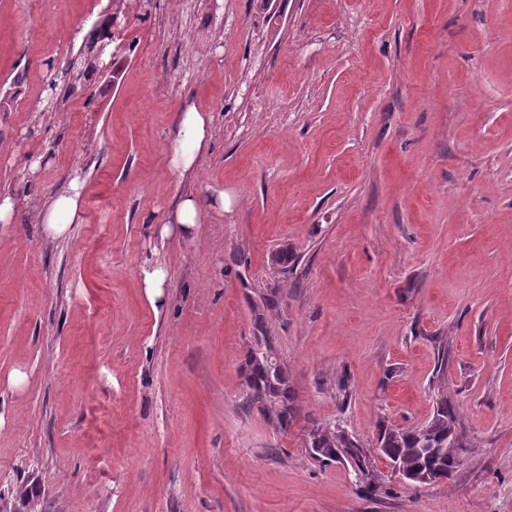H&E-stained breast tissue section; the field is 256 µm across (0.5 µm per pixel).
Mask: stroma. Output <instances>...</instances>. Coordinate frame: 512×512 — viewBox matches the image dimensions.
Returning <instances> with one entry per match:
<instances>
[{"label": "stroma", "mask_w": 512, "mask_h": 512, "mask_svg": "<svg viewBox=\"0 0 512 512\" xmlns=\"http://www.w3.org/2000/svg\"><path fill=\"white\" fill-rule=\"evenodd\" d=\"M108 8L116 84L60 83L45 111ZM12 89L1 491L47 512H512V0H0ZM191 106L211 122L190 181L167 159ZM74 181L79 219L50 238L38 204ZM188 193L191 242L165 228ZM262 303L302 406L286 432L242 389ZM442 391L468 446L415 485L378 429ZM312 418L371 483L313 455ZM306 446L328 460L339 459L344 453L353 458V448H358L336 422L323 423L315 419L310 420L307 427ZM7 492L16 500L21 509L16 504H13L12 508H8V503L3 500L5 502L0 503L2 512L21 511L22 509H24L22 512H46L40 500V494L32 487L29 489L27 485L15 484L13 489H8Z\"/></svg>", "instance_id": "35a3bbf8"}]
</instances>
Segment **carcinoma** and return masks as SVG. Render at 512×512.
<instances>
[{
	"instance_id": "obj_1",
	"label": "carcinoma",
	"mask_w": 512,
	"mask_h": 512,
	"mask_svg": "<svg viewBox=\"0 0 512 512\" xmlns=\"http://www.w3.org/2000/svg\"><path fill=\"white\" fill-rule=\"evenodd\" d=\"M255 330L258 335L253 337L243 367L246 402L257 408L274 428L286 431L301 412L299 398L288 366L277 357L272 337L267 335L261 313L255 315ZM306 446L328 460H336L344 453L351 456L355 448L337 423L315 419L307 427ZM465 447L467 441L458 428L456 409L446 392L440 394L428 421L407 427L381 425L376 445L390 466L402 474L442 468L451 475ZM8 494L24 512H46L40 494L26 485L16 484Z\"/></svg>"
}]
</instances>
